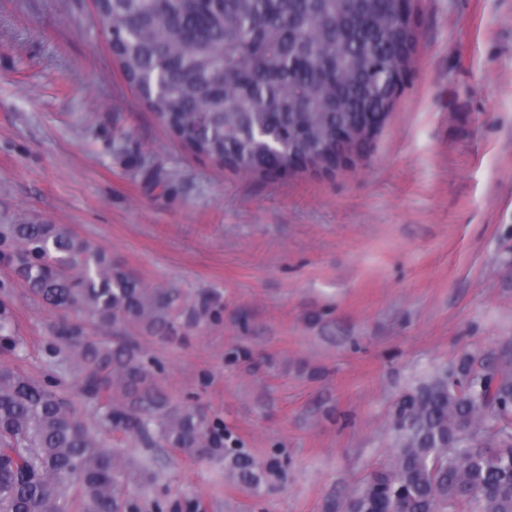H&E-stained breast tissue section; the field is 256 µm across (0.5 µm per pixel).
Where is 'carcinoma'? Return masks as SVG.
I'll use <instances>...</instances> for the list:
<instances>
[{
    "label": "carcinoma",
    "instance_id": "obj_1",
    "mask_svg": "<svg viewBox=\"0 0 512 512\" xmlns=\"http://www.w3.org/2000/svg\"><path fill=\"white\" fill-rule=\"evenodd\" d=\"M112 56L170 134L187 150L244 175L282 172L305 157L328 169L360 154L373 136L367 114L390 113V80L411 73L416 27L395 0H97ZM349 131L336 140V129ZM0 252L47 305L88 314L112 343L61 339L82 366L83 418L54 382L0 365V512H67L79 488L83 512H137L109 428L199 455L224 447V432L195 409L170 408L136 347L119 328L136 323L171 340L186 316L177 288L144 287L104 252L59 224H0ZM0 314V348L13 352ZM121 401L112 402V389ZM394 427L398 448L336 512H512V361L482 376L465 361L405 395Z\"/></svg>",
    "mask_w": 512,
    "mask_h": 512
}]
</instances>
